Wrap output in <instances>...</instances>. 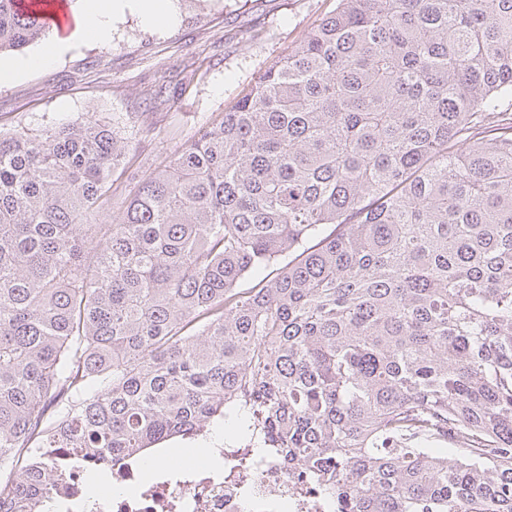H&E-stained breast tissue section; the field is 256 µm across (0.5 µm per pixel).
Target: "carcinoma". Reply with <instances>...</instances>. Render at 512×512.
I'll return each mask as SVG.
<instances>
[{
	"instance_id": "cac0c4a2",
	"label": "carcinoma",
	"mask_w": 512,
	"mask_h": 512,
	"mask_svg": "<svg viewBox=\"0 0 512 512\" xmlns=\"http://www.w3.org/2000/svg\"><path fill=\"white\" fill-rule=\"evenodd\" d=\"M506 104L512 0H339L117 209L109 123L0 132V512L226 420L341 512H512Z\"/></svg>"
}]
</instances>
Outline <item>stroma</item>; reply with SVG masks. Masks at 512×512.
Listing matches in <instances>:
<instances>
[{"label":"stroma","mask_w":512,"mask_h":512,"mask_svg":"<svg viewBox=\"0 0 512 512\" xmlns=\"http://www.w3.org/2000/svg\"><path fill=\"white\" fill-rule=\"evenodd\" d=\"M175 19L146 25L135 8L96 39L76 38L46 66L0 83V129L32 132L89 115L119 127L135 155L119 188L150 174L222 119L338 0H172ZM163 86L165 102L151 99Z\"/></svg>","instance_id":"obj_1"}]
</instances>
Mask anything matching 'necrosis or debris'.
<instances>
[{
  "instance_id": "obj_1",
  "label": "necrosis or debris",
  "mask_w": 512,
  "mask_h": 512,
  "mask_svg": "<svg viewBox=\"0 0 512 512\" xmlns=\"http://www.w3.org/2000/svg\"><path fill=\"white\" fill-rule=\"evenodd\" d=\"M248 451L243 441L228 447L219 442L212 444L209 461L150 474L127 460L113 466L112 480L134 485L135 494L106 489L87 499L77 475L49 497L64 512H326L306 474L286 469L276 455L253 456L248 476H239L236 462Z\"/></svg>"
}]
</instances>
